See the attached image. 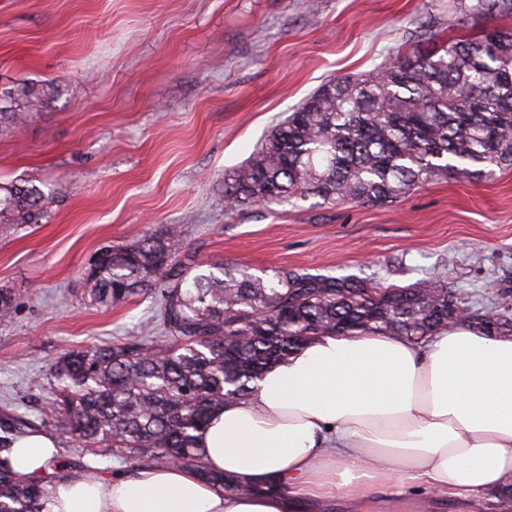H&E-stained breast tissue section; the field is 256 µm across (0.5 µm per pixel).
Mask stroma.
Listing matches in <instances>:
<instances>
[{
    "label": "stroma",
    "instance_id": "35a3bbf8",
    "mask_svg": "<svg viewBox=\"0 0 512 512\" xmlns=\"http://www.w3.org/2000/svg\"><path fill=\"white\" fill-rule=\"evenodd\" d=\"M459 0H0V91L47 94L0 131V181L45 194L44 217L0 236V407L37 416L62 353L141 335L151 300L103 307L85 269L105 246L172 225L195 266H278L381 285L447 282L512 309V168L441 177L391 207L294 195L218 206L225 171L328 79L361 75L421 33L438 41L510 16Z\"/></svg>",
    "mask_w": 512,
    "mask_h": 512
}]
</instances>
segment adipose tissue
Returning <instances> with one entry per match:
<instances>
[{
	"instance_id": "1",
	"label": "adipose tissue",
	"mask_w": 512,
	"mask_h": 512,
	"mask_svg": "<svg viewBox=\"0 0 512 512\" xmlns=\"http://www.w3.org/2000/svg\"><path fill=\"white\" fill-rule=\"evenodd\" d=\"M198 444L207 470L267 494L176 464L90 467L53 480L50 512H512V336L459 322L422 344L316 337L226 402ZM57 455L32 432L12 467L37 480Z\"/></svg>"
}]
</instances>
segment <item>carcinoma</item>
Instances as JSON below:
<instances>
[{"label":"carcinoma","instance_id":"carcinoma-1","mask_svg":"<svg viewBox=\"0 0 512 512\" xmlns=\"http://www.w3.org/2000/svg\"><path fill=\"white\" fill-rule=\"evenodd\" d=\"M461 14L512 12V0H461ZM41 103L33 84L0 94V129L21 128ZM512 167V27L487 25L440 47L397 53L358 77L322 84L277 124L252 156L224 173V206L275 203L295 194L388 207L438 177ZM43 191L0 183V232L43 217ZM167 228L102 249L86 272L94 300L148 294L158 307L145 335L67 351L53 364V397L31 419L0 411V512H48L44 480L18 477L15 440L52 427L95 457L140 466L202 469L197 434L227 399L247 400L271 363L313 338L376 333L421 344L448 328L468 296L437 280L384 287L367 277L278 267L262 277L224 263L193 273ZM486 333L512 331V316L470 308Z\"/></svg>","mask_w":512,"mask_h":512}]
</instances>
